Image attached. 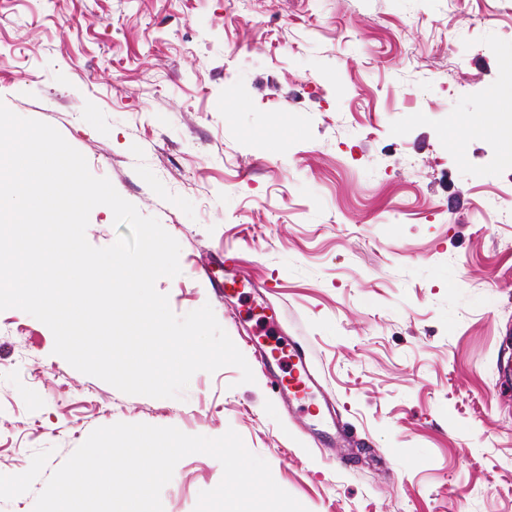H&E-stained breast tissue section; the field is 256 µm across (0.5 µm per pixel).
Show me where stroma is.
Wrapping results in <instances>:
<instances>
[{
  "label": "stroma",
  "instance_id": "1",
  "mask_svg": "<svg viewBox=\"0 0 512 512\" xmlns=\"http://www.w3.org/2000/svg\"><path fill=\"white\" fill-rule=\"evenodd\" d=\"M512 0H0V101L54 126L180 244L156 283L210 305L235 345L304 342L347 437L263 377L197 372L179 399L127 395L0 311V512H33L97 427L235 430L307 512H512V143L458 147L467 113L512 131L492 90ZM261 289L225 295L224 248ZM223 468L184 457L164 512Z\"/></svg>",
  "mask_w": 512,
  "mask_h": 512
}]
</instances>
